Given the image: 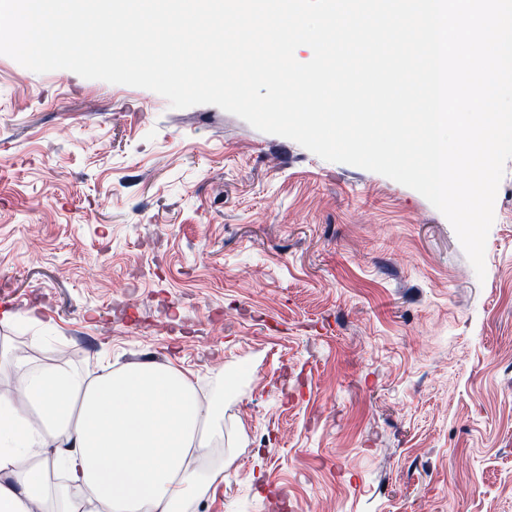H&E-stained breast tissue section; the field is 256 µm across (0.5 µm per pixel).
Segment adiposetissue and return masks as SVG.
I'll return each mask as SVG.
<instances>
[{
    "instance_id": "adipose-tissue-1",
    "label": "adipose tissue",
    "mask_w": 512,
    "mask_h": 512,
    "mask_svg": "<svg viewBox=\"0 0 512 512\" xmlns=\"http://www.w3.org/2000/svg\"><path fill=\"white\" fill-rule=\"evenodd\" d=\"M237 440L223 374L202 399L170 365H42L0 392V512H193Z\"/></svg>"
}]
</instances>
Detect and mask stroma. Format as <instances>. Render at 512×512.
Returning a JSON list of instances; mask_svg holds the SVG:
<instances>
[{"mask_svg":"<svg viewBox=\"0 0 512 512\" xmlns=\"http://www.w3.org/2000/svg\"><path fill=\"white\" fill-rule=\"evenodd\" d=\"M485 265L383 175L0 55V310L45 322L0 351L223 371L197 512H512V160Z\"/></svg>","mask_w":512,"mask_h":512,"instance_id":"stroma-1","label":"stroma"}]
</instances>
